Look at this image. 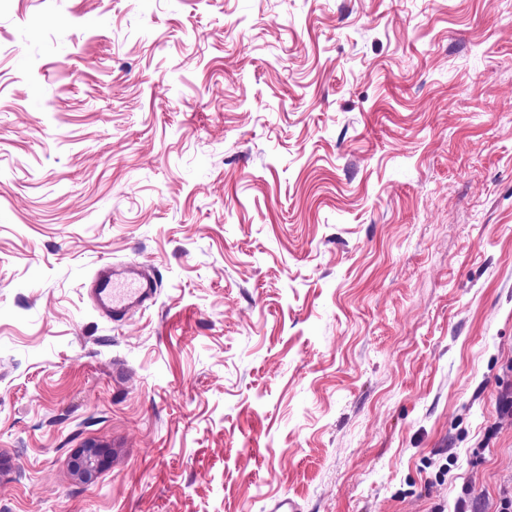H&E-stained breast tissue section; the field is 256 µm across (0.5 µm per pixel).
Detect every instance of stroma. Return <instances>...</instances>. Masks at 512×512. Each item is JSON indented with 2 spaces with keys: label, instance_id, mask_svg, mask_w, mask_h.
<instances>
[{
  "label": "stroma",
  "instance_id": "stroma-1",
  "mask_svg": "<svg viewBox=\"0 0 512 512\" xmlns=\"http://www.w3.org/2000/svg\"><path fill=\"white\" fill-rule=\"evenodd\" d=\"M509 385L512 0H0V512H498ZM157 284L137 266L103 264L91 277L88 294L94 308L113 321L153 299ZM110 462V452L105 448H78L73 454L75 473L85 481L91 480L97 472Z\"/></svg>",
  "mask_w": 512,
  "mask_h": 512
}]
</instances>
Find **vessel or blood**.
Wrapping results in <instances>:
<instances>
[{
    "label": "vessel or blood",
    "mask_w": 512,
    "mask_h": 512,
    "mask_svg": "<svg viewBox=\"0 0 512 512\" xmlns=\"http://www.w3.org/2000/svg\"><path fill=\"white\" fill-rule=\"evenodd\" d=\"M156 292L153 277L137 266L115 263L103 264L91 277L88 288L94 308L114 321L153 299Z\"/></svg>",
    "instance_id": "1"
}]
</instances>
